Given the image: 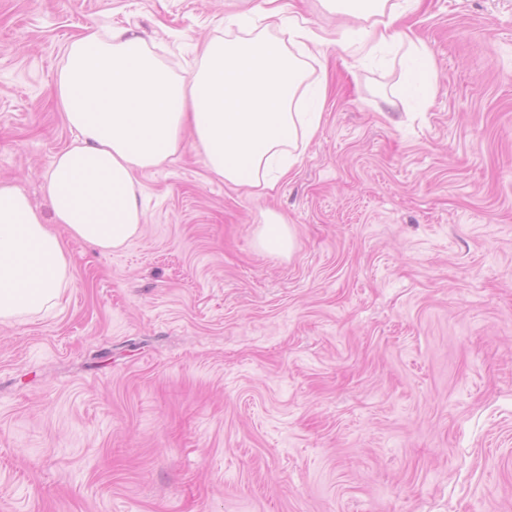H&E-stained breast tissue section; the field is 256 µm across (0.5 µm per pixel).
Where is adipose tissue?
Segmentation results:
<instances>
[{
    "label": "adipose tissue",
    "instance_id": "adipose-tissue-1",
    "mask_svg": "<svg viewBox=\"0 0 512 512\" xmlns=\"http://www.w3.org/2000/svg\"><path fill=\"white\" fill-rule=\"evenodd\" d=\"M239 36L200 50L189 76L172 73L129 30L104 37L87 27L66 48L57 81L64 117L77 139L57 153L43 181L51 218L13 182L0 180V324L54 307L72 283L65 239L109 254L141 234L145 213L137 173L193 149L231 187L274 190L323 120L327 85L314 77L324 36L304 27L283 0H263ZM421 0H321L357 20L336 44L359 61L398 58L396 97L419 104L436 94L426 44L402 18Z\"/></svg>",
    "mask_w": 512,
    "mask_h": 512
}]
</instances>
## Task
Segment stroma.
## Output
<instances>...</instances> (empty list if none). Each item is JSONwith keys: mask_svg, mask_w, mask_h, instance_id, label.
Listing matches in <instances>:
<instances>
[{"mask_svg": "<svg viewBox=\"0 0 512 512\" xmlns=\"http://www.w3.org/2000/svg\"><path fill=\"white\" fill-rule=\"evenodd\" d=\"M262 0H0V179L43 215L84 26L175 74ZM437 91L322 46L321 127L271 195L192 150L141 174L146 224L71 241L58 306L0 325V512H512V0L406 19ZM284 256L260 251L268 215ZM255 243L259 250L272 255L290 252L294 244V236L288 224L271 215L269 220L257 227Z\"/></svg>", "mask_w": 512, "mask_h": 512, "instance_id": "35a3bbf8", "label": "stroma"}]
</instances>
